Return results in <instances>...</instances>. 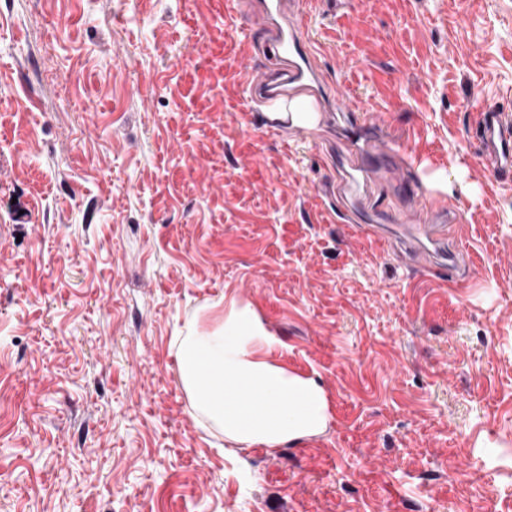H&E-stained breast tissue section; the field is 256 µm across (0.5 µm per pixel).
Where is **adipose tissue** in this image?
<instances>
[{"instance_id": "adipose-tissue-1", "label": "adipose tissue", "mask_w": 512, "mask_h": 512, "mask_svg": "<svg viewBox=\"0 0 512 512\" xmlns=\"http://www.w3.org/2000/svg\"><path fill=\"white\" fill-rule=\"evenodd\" d=\"M175 348L192 408L218 426L229 445L279 448L325 431L324 386L277 361L282 342L251 305L225 299L210 327L176 337Z\"/></svg>"}]
</instances>
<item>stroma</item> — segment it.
Listing matches in <instances>:
<instances>
[{"label": "stroma", "instance_id": "35a3bbf8", "mask_svg": "<svg viewBox=\"0 0 512 512\" xmlns=\"http://www.w3.org/2000/svg\"><path fill=\"white\" fill-rule=\"evenodd\" d=\"M299 9L322 94L456 213L464 280L326 218L345 139L247 108L240 0H0V512H512L476 454L512 448V180L476 135L512 104V0ZM357 214L413 221L378 175ZM227 294L322 382V435L228 448L192 408L174 340Z\"/></svg>", "mask_w": 512, "mask_h": 512}]
</instances>
